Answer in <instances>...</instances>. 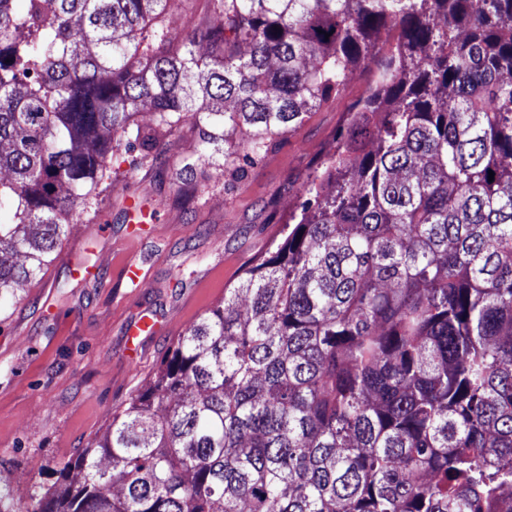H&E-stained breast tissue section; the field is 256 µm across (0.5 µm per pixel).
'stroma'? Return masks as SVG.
Returning a JSON list of instances; mask_svg holds the SVG:
<instances>
[{"label": "stroma", "mask_w": 512, "mask_h": 512, "mask_svg": "<svg viewBox=\"0 0 512 512\" xmlns=\"http://www.w3.org/2000/svg\"><path fill=\"white\" fill-rule=\"evenodd\" d=\"M375 71L371 61L358 68L340 95L273 141L233 190H225L218 168L192 196L172 180L170 159L195 148L197 131L188 126L168 155L145 165L122 162L97 216L77 213L53 261L19 287L0 326V478L17 512L31 507L34 489L54 482L56 463L105 432L113 410L147 384L176 338L264 254ZM141 195L158 207L162 223H128L125 200ZM79 253L98 266L100 280L71 276ZM127 259L140 265L147 287L120 280ZM143 314L157 330L141 337L134 361L124 329Z\"/></svg>", "instance_id": "1"}]
</instances>
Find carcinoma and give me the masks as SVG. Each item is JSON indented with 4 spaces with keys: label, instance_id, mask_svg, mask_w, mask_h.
<instances>
[{
    "label": "carcinoma",
    "instance_id": "1",
    "mask_svg": "<svg viewBox=\"0 0 512 512\" xmlns=\"http://www.w3.org/2000/svg\"><path fill=\"white\" fill-rule=\"evenodd\" d=\"M16 2L0 309L113 158L189 123L176 176L230 189L397 33L280 238L28 512H512V0H210L180 41L186 0ZM210 18V2L194 0L183 7L171 8L165 16L164 25L172 35L181 39L191 29L207 23Z\"/></svg>",
    "mask_w": 512,
    "mask_h": 512
}]
</instances>
